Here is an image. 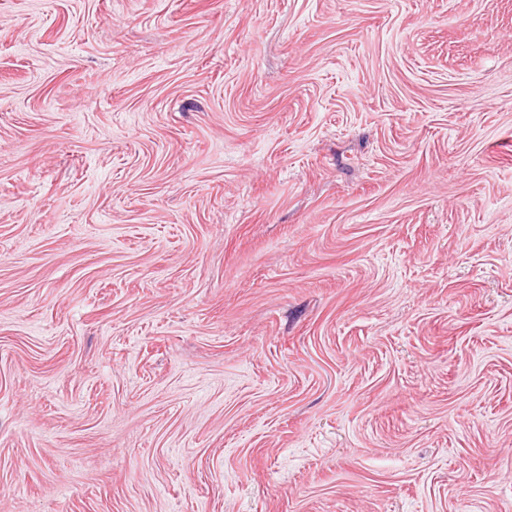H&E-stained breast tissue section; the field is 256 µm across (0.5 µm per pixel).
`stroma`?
I'll list each match as a JSON object with an SVG mask.
<instances>
[{
    "label": "stroma",
    "instance_id": "stroma-1",
    "mask_svg": "<svg viewBox=\"0 0 512 512\" xmlns=\"http://www.w3.org/2000/svg\"><path fill=\"white\" fill-rule=\"evenodd\" d=\"M0 512H512V0H0Z\"/></svg>",
    "mask_w": 512,
    "mask_h": 512
}]
</instances>
